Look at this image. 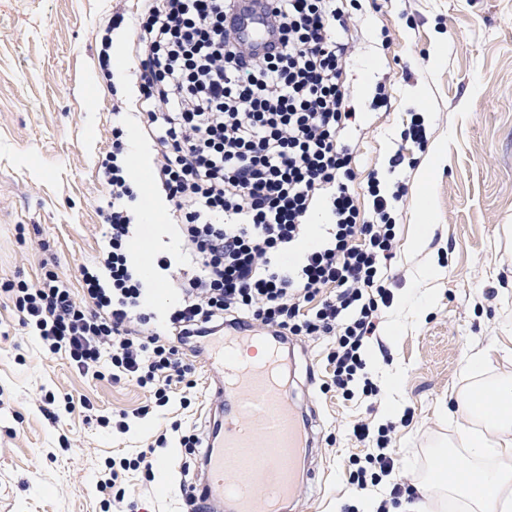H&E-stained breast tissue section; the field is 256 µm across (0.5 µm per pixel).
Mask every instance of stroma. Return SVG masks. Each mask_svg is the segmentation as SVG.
<instances>
[{
    "label": "stroma",
    "mask_w": 512,
    "mask_h": 512,
    "mask_svg": "<svg viewBox=\"0 0 512 512\" xmlns=\"http://www.w3.org/2000/svg\"><path fill=\"white\" fill-rule=\"evenodd\" d=\"M133 18L137 0H0V289L38 279L45 264L75 278L104 243L97 207L103 189L99 158L111 145L113 120L138 130V78L128 64L123 82H105L99 32L115 12ZM354 35L362 57L345 82L356 120L350 190L369 211L370 178L387 189L407 186L396 216L397 255L388 286L391 306L379 311L376 338L364 359L378 398H343L333 383L326 339L292 337L287 385L299 409L313 412L318 436L297 512H369L374 497L350 484V457L371 444L351 437L355 422L390 426L395 479L414 482L430 449L462 434L451 412L476 381L512 377V0H364ZM390 47H383V39ZM385 84L389 106L373 104ZM425 118L427 148L403 142L411 111ZM415 167L391 168L395 151ZM434 169H427V162ZM434 221L424 249L410 247L420 226L421 191ZM438 264L436 278L423 270ZM435 295L432 312L414 321L405 294ZM403 327L390 334L392 319ZM482 354L480 369L473 355ZM192 392L173 388L170 403L127 433L100 427L96 415L145 405L146 389L132 381L86 376L65 354L45 353L25 334L0 298V512H101L96 475L106 459L153 449V475L131 471L119 483L124 512H184L181 483L199 478V456L175 445L155 448L172 422L206 437L211 378L194 358ZM316 382L307 385L306 371ZM400 376L397 392L386 377ZM73 397L76 406L51 422L38 395ZM191 404L182 407V394ZM397 414H388L390 402ZM449 416H442L441 408Z\"/></svg>",
    "instance_id": "35a3bbf8"
}]
</instances>
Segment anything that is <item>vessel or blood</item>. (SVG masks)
<instances>
[{
    "instance_id": "vessel-or-blood-1",
    "label": "vessel or blood",
    "mask_w": 512,
    "mask_h": 512,
    "mask_svg": "<svg viewBox=\"0 0 512 512\" xmlns=\"http://www.w3.org/2000/svg\"><path fill=\"white\" fill-rule=\"evenodd\" d=\"M234 30L257 52H267L273 41L268 0H247ZM258 341L244 326L209 347L216 407L201 457L206 479L187 492L212 512H285L302 480L304 452L313 445L309 425L278 379L277 346L266 344L260 360L244 359Z\"/></svg>"
}]
</instances>
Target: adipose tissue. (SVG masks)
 Returning a JSON list of instances; mask_svg holds the SVG:
<instances>
[{"mask_svg":"<svg viewBox=\"0 0 512 512\" xmlns=\"http://www.w3.org/2000/svg\"><path fill=\"white\" fill-rule=\"evenodd\" d=\"M132 156L135 185L147 202L140 214L144 237L133 245L139 252L147 240L166 236L167 230L160 220L163 208L149 182L145 155L136 149ZM460 419L465 432L462 454L444 481L436 477L443 459L434 456L425 485L434 499L464 502L468 512H512V378L499 380L491 395L482 389L467 391Z\"/></svg>","mask_w":512,"mask_h":512,"instance_id":"ef3b65f1","label":"adipose tissue"}]
</instances>
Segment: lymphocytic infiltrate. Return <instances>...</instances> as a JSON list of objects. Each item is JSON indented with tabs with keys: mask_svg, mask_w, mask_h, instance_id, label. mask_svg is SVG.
Listing matches in <instances>:
<instances>
[{
	"mask_svg": "<svg viewBox=\"0 0 512 512\" xmlns=\"http://www.w3.org/2000/svg\"><path fill=\"white\" fill-rule=\"evenodd\" d=\"M130 51L139 69L140 122L152 142V177L171 206L173 298L153 304L134 255L133 173L126 134L98 165L105 245L79 268L77 283L49 270L7 293L18 322L43 350L65 353L79 372L136 382L166 406L192 369L187 348L249 324L273 339L328 337L333 382L374 397L363 358L379 307L391 306L382 264L395 256V212L407 188L384 195L371 181L370 213L349 188L353 150L345 138L355 110L344 73L361 47L357 0H273L277 42L260 54L227 23L237 0H140ZM326 237L294 264L284 255L307 236L316 206ZM375 441L366 462L351 458V483L379 484L395 467L387 429L356 423Z\"/></svg>",
	"mask_w": 512,
	"mask_h": 512,
	"instance_id": "obj_1",
	"label": "lymphocytic infiltrate"
}]
</instances>
